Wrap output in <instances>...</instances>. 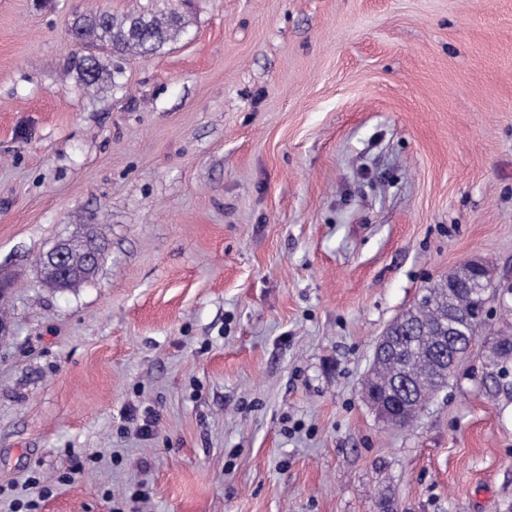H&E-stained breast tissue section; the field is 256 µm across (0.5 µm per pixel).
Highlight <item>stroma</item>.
Instances as JSON below:
<instances>
[{"label": "stroma", "instance_id": "35a3bbf8", "mask_svg": "<svg viewBox=\"0 0 512 512\" xmlns=\"http://www.w3.org/2000/svg\"><path fill=\"white\" fill-rule=\"evenodd\" d=\"M166 5L85 89L74 18ZM471 259L484 327L383 425L377 338ZM0 287V512H512V0H0ZM84 255L83 264L77 267L74 261L75 248L69 240H61L57 242L52 249L44 254V259L40 262L43 275L46 279L63 282L71 277L81 273L84 266L99 267L103 262L102 254L105 252L100 250H86L82 252Z\"/></svg>", "mask_w": 512, "mask_h": 512}]
</instances>
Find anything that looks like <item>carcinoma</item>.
<instances>
[{
  "label": "carcinoma",
  "mask_w": 512,
  "mask_h": 512,
  "mask_svg": "<svg viewBox=\"0 0 512 512\" xmlns=\"http://www.w3.org/2000/svg\"><path fill=\"white\" fill-rule=\"evenodd\" d=\"M183 28V13L172 8L129 12L122 16L106 11L89 12L72 24L75 38L88 48L103 46L120 54L141 57L156 52ZM75 67L85 86L98 84L100 67L97 58L81 55L76 58ZM474 282V267L464 264L447 278L428 286L415 305L404 313L405 321L417 329V335L409 337L410 349L400 358L382 362L374 376L376 384L372 385L368 380L364 382L366 391H381L403 379L416 386L402 420L395 422V426L413 424L426 404L419 386L441 369L432 357V349L440 337L452 332L469 336L478 334L474 315L482 299L481 294L470 291ZM511 362L512 338L505 337L495 347L492 364L505 376L507 364Z\"/></svg>",
  "instance_id": "obj_1"
}]
</instances>
